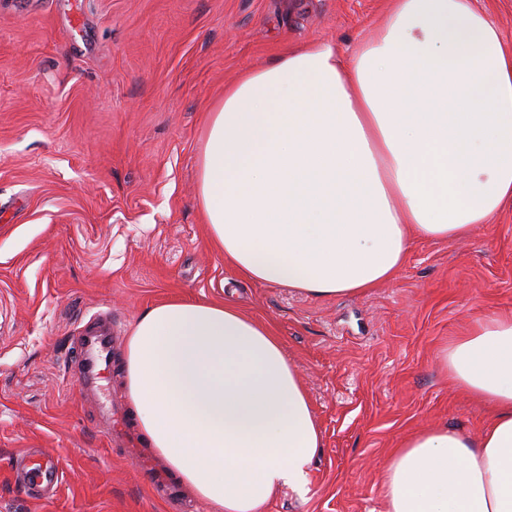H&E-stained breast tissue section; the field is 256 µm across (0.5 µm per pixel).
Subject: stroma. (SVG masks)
Segmentation results:
<instances>
[{
    "mask_svg": "<svg viewBox=\"0 0 512 512\" xmlns=\"http://www.w3.org/2000/svg\"><path fill=\"white\" fill-rule=\"evenodd\" d=\"M395 0H0V512H211L137 428L121 356L94 392L72 339L100 312L130 336L147 308L222 301L271 325L323 436L308 491L266 512H387L383 469L414 432L478 436L495 416L439 360L480 319L512 315V205L459 239L416 242L392 281L315 299L241 281L202 222L208 116L240 73L285 48L374 37ZM58 457L52 502L12 477Z\"/></svg>",
    "mask_w": 512,
    "mask_h": 512,
    "instance_id": "35a3bbf8",
    "label": "stroma"
}]
</instances>
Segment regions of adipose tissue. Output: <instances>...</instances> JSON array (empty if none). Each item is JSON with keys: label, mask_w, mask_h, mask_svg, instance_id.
Returning <instances> with one entry per match:
<instances>
[{"label": "adipose tissue", "mask_w": 512, "mask_h": 512, "mask_svg": "<svg viewBox=\"0 0 512 512\" xmlns=\"http://www.w3.org/2000/svg\"><path fill=\"white\" fill-rule=\"evenodd\" d=\"M199 197L213 245L248 282L313 298L392 280L413 243L463 236L512 203V53L470 0H397L351 58L290 47L209 115ZM440 359L492 404L477 440L445 426L385 467L388 512H512V317ZM146 445L213 512L305 491L322 434L268 324L232 300L139 315L123 359Z\"/></svg>", "instance_id": "ef3b65f1"}]
</instances>
